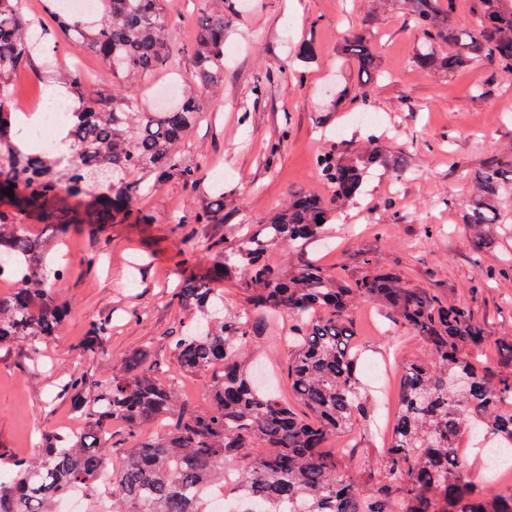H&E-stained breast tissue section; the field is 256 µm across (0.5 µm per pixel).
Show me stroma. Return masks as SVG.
<instances>
[{"label":"stroma","mask_w":512,"mask_h":512,"mask_svg":"<svg viewBox=\"0 0 512 512\" xmlns=\"http://www.w3.org/2000/svg\"><path fill=\"white\" fill-rule=\"evenodd\" d=\"M211 0H167L175 41L191 42ZM362 35L372 47L385 81L369 86L368 106L354 99L359 74L354 59L340 53L344 38ZM46 56L18 71L12 91L49 100L82 62L89 73L85 93H112L98 56L75 46L58 28L41 37ZM419 35L399 0H237L224 35V81L200 98L202 121L177 146L183 162L199 166L196 188L169 177L142 203L145 224L127 222L71 228L56 262L64 275L51 291L70 314L55 336L0 351V455L34 457L45 431L77 429L80 421L62 391L71 370L101 375L132 353L172 373V342L199 311L178 306L171 294L183 279L206 276L221 251L235 249L242 227L262 223L291 193L328 199L315 168L318 154L347 143L379 142L407 155V174L398 180L374 169L362 195L334 215L320 241L303 254L337 273L339 284L361 277L368 266L401 271L408 287L448 304L472 303L476 317L496 336L512 334V222L485 226L475 238L463 215L471 176L493 159L512 162V77L486 61L456 73H429L411 60ZM375 123H358L362 111ZM287 130L277 154L269 145ZM224 168V221L192 224L187 215L209 207L216 192L211 165ZM197 249L185 257L186 238ZM220 242L212 250L211 242ZM101 259L89 270L82 260ZM491 281H483V272ZM479 296H471V288ZM357 339L365 350V382L375 368H387L386 392L395 395L400 370L425 358L423 340L395 325L385 307L362 303L352 311ZM110 326V360L85 347L90 323ZM287 318L269 324L249 349L264 378H279L294 353ZM338 447L367 458L354 470L361 485L378 476L384 441L355 425Z\"/></svg>","instance_id":"stroma-1"}]
</instances>
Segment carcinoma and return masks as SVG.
Masks as SVG:
<instances>
[{
    "label": "carcinoma",
    "mask_w": 512,
    "mask_h": 512,
    "mask_svg": "<svg viewBox=\"0 0 512 512\" xmlns=\"http://www.w3.org/2000/svg\"><path fill=\"white\" fill-rule=\"evenodd\" d=\"M421 32L413 63L423 70L454 72L488 60L512 76V0H473L475 26L454 22L451 0H402ZM232 0H215L191 43L194 70L185 93L170 107L143 111L136 88L113 89L112 105L86 98L73 74L66 92L79 107L68 113L63 138L51 150L22 138L10 100L15 73L43 56L34 40L24 0H0V268L18 271L19 287L0 294V349L55 335L68 308L51 295L58 274L53 253L73 224H121L140 211L144 195L176 174L187 186L198 183L199 167L185 165L175 146L200 119L198 92L224 76V30ZM98 19L85 22L63 3L50 14L78 46H90L112 77H145L172 64L175 55L164 0H97ZM342 52L357 61L366 79H380L377 58L359 36L345 39ZM43 67L54 70L43 56ZM330 199L301 193L269 221L226 251L206 280L188 278L172 294L201 318L174 340L178 371L202 373L224 366L213 381L211 405L180 412L179 390L170 379L134 356L107 378L72 372L63 391L84 422L74 435L45 436L36 459L14 458L0 465V512H53L60 496L82 488L87 512H211V490L224 484V466L236 467L249 498L239 512H512V488L476 494L466 457L465 433H480L495 445L512 447V336L493 339L468 304H445L435 295L403 285L395 270L369 268L354 282L338 286L323 266L303 260L291 278L267 258L269 248L294 251L323 233L336 209L359 197L369 170L380 166L396 178L408 170L402 154H386L373 143L347 157L326 152L316 159ZM475 193L463 215L479 231L503 224L501 201L512 190V170L493 161L473 177ZM12 188L13 196L3 194ZM83 198L85 213L60 206L62 195ZM224 204L196 211V224H219ZM323 224H318V219ZM43 224L42 237L30 225ZM243 278L249 310L224 314V296L211 283L230 274ZM377 302L401 326L421 337L427 358L404 364L397 412L380 477L370 489L341 469L343 457L331 447L368 417L370 389L362 380L353 341L352 307ZM288 316L295 353L285 385L308 411L297 414L272 385H255L244 368L251 341L269 324V315ZM110 333L92 323L87 350L105 353ZM495 343L503 360L499 373L472 360L475 349ZM170 415L175 424L123 449L112 483L102 487L104 449L96 436L114 419L130 429Z\"/></svg>",
    "instance_id": "1"
}]
</instances>
